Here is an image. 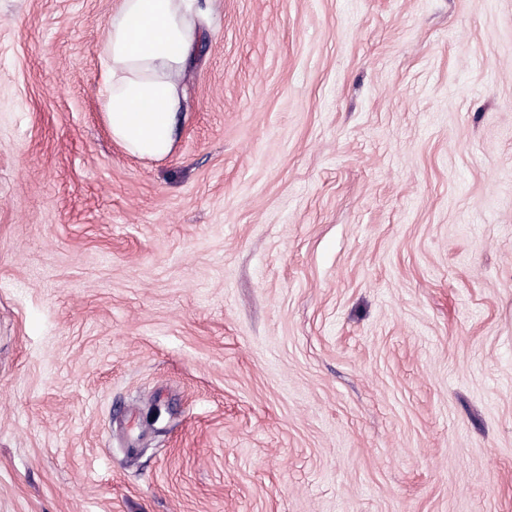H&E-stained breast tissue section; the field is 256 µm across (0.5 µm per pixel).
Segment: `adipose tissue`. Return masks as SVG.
I'll return each instance as SVG.
<instances>
[{"instance_id": "obj_1", "label": "adipose tissue", "mask_w": 512, "mask_h": 512, "mask_svg": "<svg viewBox=\"0 0 512 512\" xmlns=\"http://www.w3.org/2000/svg\"><path fill=\"white\" fill-rule=\"evenodd\" d=\"M199 0H119L103 40L99 98L112 139L135 157L169 155L194 61Z\"/></svg>"}]
</instances>
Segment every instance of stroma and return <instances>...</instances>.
Listing matches in <instances>:
<instances>
[{"label": "stroma", "mask_w": 512, "mask_h": 512, "mask_svg": "<svg viewBox=\"0 0 512 512\" xmlns=\"http://www.w3.org/2000/svg\"><path fill=\"white\" fill-rule=\"evenodd\" d=\"M118 0H0V512H512V0H210L165 158Z\"/></svg>", "instance_id": "stroma-1"}]
</instances>
